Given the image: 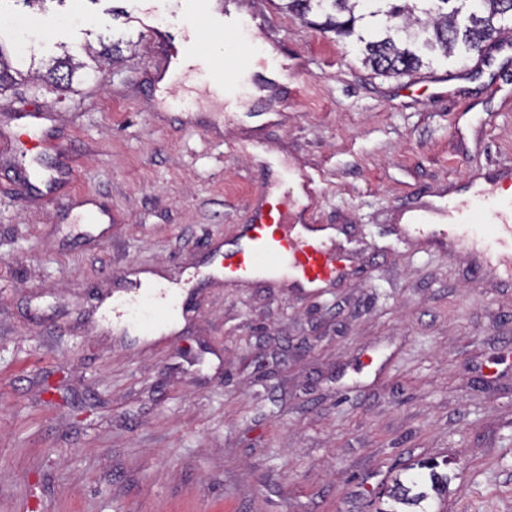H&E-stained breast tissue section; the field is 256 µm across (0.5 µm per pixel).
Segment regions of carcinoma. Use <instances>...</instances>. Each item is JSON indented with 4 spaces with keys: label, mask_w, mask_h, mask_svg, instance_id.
<instances>
[{
    "label": "carcinoma",
    "mask_w": 512,
    "mask_h": 512,
    "mask_svg": "<svg viewBox=\"0 0 512 512\" xmlns=\"http://www.w3.org/2000/svg\"><path fill=\"white\" fill-rule=\"evenodd\" d=\"M288 9L303 17L324 11L322 30L357 36L372 69L391 75L420 70L428 52L448 57L477 50L501 32L502 23H512V0H288ZM84 68V62L67 55L51 73L53 80L62 82ZM420 468L429 470L436 495L448 492V474L437 472L435 464ZM416 486V478L408 485L397 480L387 496L396 504L420 508L428 493L413 491Z\"/></svg>",
    "instance_id": "carcinoma-1"
}]
</instances>
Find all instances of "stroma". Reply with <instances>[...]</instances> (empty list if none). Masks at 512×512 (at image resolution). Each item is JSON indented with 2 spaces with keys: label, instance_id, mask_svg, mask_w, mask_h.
I'll return each instance as SVG.
<instances>
[{
  "label": "stroma",
  "instance_id": "stroma-1",
  "mask_svg": "<svg viewBox=\"0 0 512 512\" xmlns=\"http://www.w3.org/2000/svg\"><path fill=\"white\" fill-rule=\"evenodd\" d=\"M186 20L172 0H0L37 21L32 64L0 90V512H378L418 462L451 481L427 512H512V287L467 251L393 231L420 202L512 167V33L491 72L437 94L427 71L381 75L355 38L284 0H239L261 28L224 36L246 84L227 116L201 77L156 88L130 13ZM119 46L95 79L37 81L64 51ZM287 57L281 80L265 81ZM47 115L20 142L11 104ZM73 162L51 205L12 181L16 157ZM311 175L301 218L335 225L352 274L320 296L208 281L172 333L114 332L95 309L128 267L182 277L234 238L266 191L264 162ZM104 222L82 225L74 202Z\"/></svg>",
  "mask_w": 512,
  "mask_h": 512
}]
</instances>
